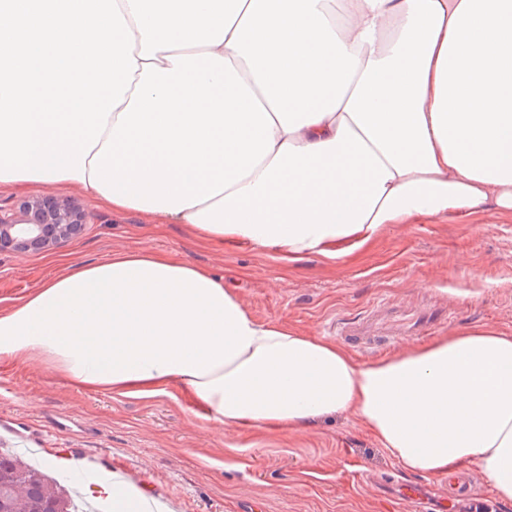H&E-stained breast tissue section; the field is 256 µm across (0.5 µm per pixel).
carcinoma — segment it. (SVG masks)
Segmentation results:
<instances>
[{"label":"carcinoma","instance_id":"carcinoma-1","mask_svg":"<svg viewBox=\"0 0 512 512\" xmlns=\"http://www.w3.org/2000/svg\"><path fill=\"white\" fill-rule=\"evenodd\" d=\"M0 512H77L72 499L44 472L0 452Z\"/></svg>","mask_w":512,"mask_h":512}]
</instances>
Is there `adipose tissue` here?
<instances>
[{
  "mask_svg": "<svg viewBox=\"0 0 512 512\" xmlns=\"http://www.w3.org/2000/svg\"><path fill=\"white\" fill-rule=\"evenodd\" d=\"M138 69L83 192L195 240L332 260L421 218L512 214V0H117ZM90 391L179 387L211 423L346 413L402 469L469 463L512 502V335L361 363L255 319L160 252L65 270L0 312V362Z\"/></svg>",
  "mask_w": 512,
  "mask_h": 512,
  "instance_id": "adipose-tissue-1",
  "label": "adipose tissue"
}]
</instances>
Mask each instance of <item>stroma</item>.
<instances>
[{"mask_svg":"<svg viewBox=\"0 0 512 512\" xmlns=\"http://www.w3.org/2000/svg\"><path fill=\"white\" fill-rule=\"evenodd\" d=\"M88 214L84 233L49 251H0V312L59 272L134 249L205 267L235 288L247 311L312 336L335 319H356L377 302L448 312L436 335L473 324L512 333V216L477 223L395 224L333 261L288 262L247 247L195 242L186 225L152 224L137 212L96 207L78 188L51 186ZM0 448L70 449L71 465L124 468L172 512H408L373 480L409 481L368 427L339 413L300 431L214 425L185 393L155 396L88 391L38 363L0 364Z\"/></svg>","mask_w":512,"mask_h":512,"instance_id":"obj_1","label":"stroma"}]
</instances>
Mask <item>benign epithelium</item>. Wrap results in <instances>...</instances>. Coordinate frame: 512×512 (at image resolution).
<instances>
[{
    "label": "benign epithelium",
    "mask_w": 512,
    "mask_h": 512,
    "mask_svg": "<svg viewBox=\"0 0 512 512\" xmlns=\"http://www.w3.org/2000/svg\"><path fill=\"white\" fill-rule=\"evenodd\" d=\"M87 220L84 210L70 200L53 195L24 199L13 211L0 208V251L47 250L79 236Z\"/></svg>",
    "instance_id": "1"
}]
</instances>
